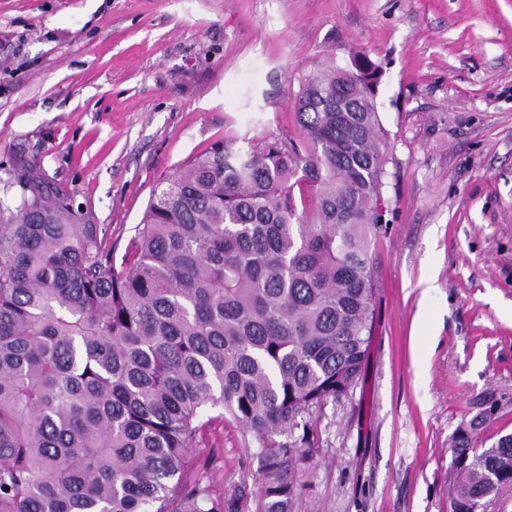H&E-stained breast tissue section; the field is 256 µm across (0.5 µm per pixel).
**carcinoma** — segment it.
<instances>
[{
  "label": "carcinoma",
  "mask_w": 512,
  "mask_h": 512,
  "mask_svg": "<svg viewBox=\"0 0 512 512\" xmlns=\"http://www.w3.org/2000/svg\"><path fill=\"white\" fill-rule=\"evenodd\" d=\"M381 67L318 68L289 135L217 140L155 190L116 263L106 229L22 156L0 178V512H238L184 477L221 409L257 462L255 512H296L318 420L358 385L382 230ZM29 173V189L8 174ZM450 438L448 512L512 486L489 393Z\"/></svg>",
  "instance_id": "cac0c4a2"
}]
</instances>
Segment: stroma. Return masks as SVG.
Segmentation results:
<instances>
[{"label": "stroma", "instance_id": "stroma-1", "mask_svg": "<svg viewBox=\"0 0 512 512\" xmlns=\"http://www.w3.org/2000/svg\"><path fill=\"white\" fill-rule=\"evenodd\" d=\"M356 52L384 72L375 331L297 512H448L449 438L512 395V0H0V167L37 161L118 259L177 167L297 136L302 77ZM256 467L216 418L187 475L253 512Z\"/></svg>", "mask_w": 512, "mask_h": 512}]
</instances>
